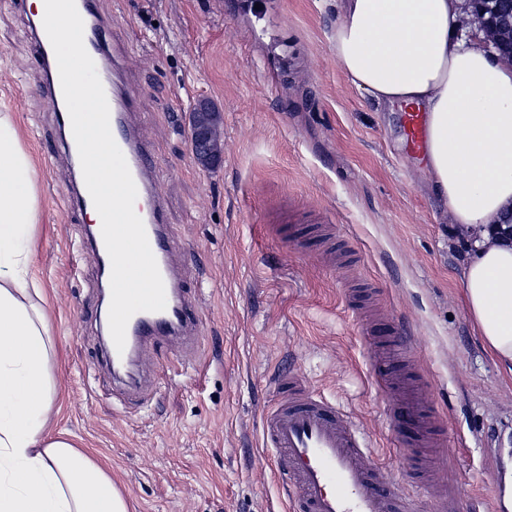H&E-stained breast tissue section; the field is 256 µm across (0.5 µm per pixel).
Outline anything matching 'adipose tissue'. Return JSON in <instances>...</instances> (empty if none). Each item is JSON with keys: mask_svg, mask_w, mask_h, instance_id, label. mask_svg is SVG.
<instances>
[{"mask_svg": "<svg viewBox=\"0 0 512 512\" xmlns=\"http://www.w3.org/2000/svg\"><path fill=\"white\" fill-rule=\"evenodd\" d=\"M330 40L357 89L427 115L430 194L466 242L465 311L512 375V62L465 0H334ZM37 194L29 154L0 113V512H127L106 468L51 436L52 328L29 278Z\"/></svg>", "mask_w": 512, "mask_h": 512, "instance_id": "ef3b65f1", "label": "adipose tissue"}]
</instances>
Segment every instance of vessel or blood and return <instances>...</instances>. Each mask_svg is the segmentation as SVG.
Segmentation results:
<instances>
[{"label": "vessel or blood", "mask_w": 512, "mask_h": 512, "mask_svg": "<svg viewBox=\"0 0 512 512\" xmlns=\"http://www.w3.org/2000/svg\"><path fill=\"white\" fill-rule=\"evenodd\" d=\"M75 3L84 23L87 53L101 57L109 65L103 88L109 104L110 129L136 185L135 211L143 221L166 295L164 310L141 311L130 318L124 349L106 346L107 360L124 366L133 362L141 345L196 334L198 318L193 298L169 263L172 246L166 232L165 204L155 191V168L147 141L131 119L134 102L121 74L111 67V47L97 16L96 0ZM29 28L33 47L46 66V87L55 103V122L65 131L62 148L69 157L82 158L86 142L71 129L57 60L42 19L30 20ZM402 126L409 150L424 154L425 113L407 109L402 114ZM71 196L75 211L85 213L100 206L102 185L91 172H84ZM375 327V322H368L366 333L373 338L374 379L393 397L387 415L399 431L411 432L415 464L420 470H429L441 445L442 433L431 409L428 387L423 379L410 375L402 366L408 348L404 332L398 329L379 337ZM275 389L279 403L265 415L262 433L266 445L279 454L283 482L294 491L290 500L292 512H409L410 496L396 485L384 482L378 469L364 464L366 444L344 413L308 391L304 381L294 375H279Z\"/></svg>", "instance_id": "b4317fda"}]
</instances>
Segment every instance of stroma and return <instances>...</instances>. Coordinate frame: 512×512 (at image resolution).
I'll return each instance as SVG.
<instances>
[{
    "label": "stroma",
    "instance_id": "1",
    "mask_svg": "<svg viewBox=\"0 0 512 512\" xmlns=\"http://www.w3.org/2000/svg\"><path fill=\"white\" fill-rule=\"evenodd\" d=\"M28 0H0V104L15 114L39 200L29 275L56 352L53 430L104 461L129 512H289L265 447L274 379L300 376L366 438L368 466L419 512H512V379L469 320L463 245L429 197L400 112H386L336 63L330 0H98L124 44L166 201L172 260L200 318L191 349L144 347L142 394L120 400L100 357L97 261L69 215L62 154ZM219 109L221 160L191 154L194 103ZM373 292L381 321L408 333L407 366L426 378L446 447L421 482L371 381L349 295Z\"/></svg>",
    "mask_w": 512,
    "mask_h": 512
}]
</instances>
